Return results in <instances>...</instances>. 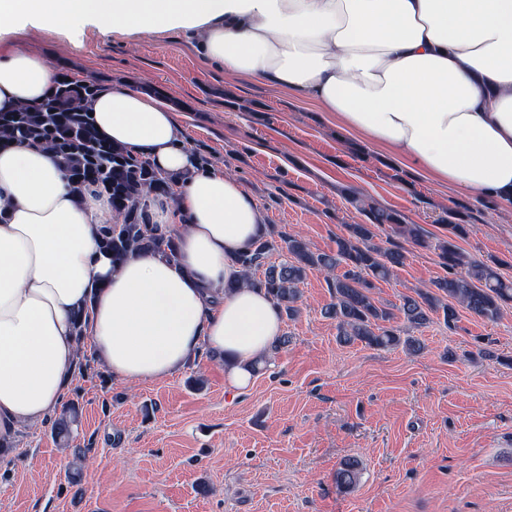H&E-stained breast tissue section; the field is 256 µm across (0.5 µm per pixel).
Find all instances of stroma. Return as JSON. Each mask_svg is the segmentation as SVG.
Returning a JSON list of instances; mask_svg holds the SVG:
<instances>
[{"label":"stroma","mask_w":512,"mask_h":512,"mask_svg":"<svg viewBox=\"0 0 512 512\" xmlns=\"http://www.w3.org/2000/svg\"><path fill=\"white\" fill-rule=\"evenodd\" d=\"M18 38L57 74L143 83L173 102L187 144L223 161L280 237L335 251L347 225L365 222V199L444 238L438 218L457 208L468 216L461 250L504 260L512 277V221H498L494 202L404 168L311 102L225 77L179 31L71 39L30 25ZM376 241L408 256L377 282L384 303L401 305L448 273L437 251L389 225ZM300 292L298 314L283 322L288 344L245 392L225 389L223 366L205 353L173 379L135 387L95 363L75 368L71 443L21 427L14 457L0 461V512H512V311L488 323L462 309L451 327L431 314L414 354L340 343L323 274L309 272ZM76 448L86 463L72 483ZM348 459L360 463L351 490L336 481Z\"/></svg>","instance_id":"1"}]
</instances>
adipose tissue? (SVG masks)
Returning a JSON list of instances; mask_svg holds the SVG:
<instances>
[{
    "label": "adipose tissue",
    "mask_w": 512,
    "mask_h": 512,
    "mask_svg": "<svg viewBox=\"0 0 512 512\" xmlns=\"http://www.w3.org/2000/svg\"><path fill=\"white\" fill-rule=\"evenodd\" d=\"M71 35L180 30L207 63L315 102L344 132L401 164L512 211V0H0V112L56 87L43 58L14 46L26 25ZM106 141L175 174L159 220L177 255L136 253L120 267L100 245L109 196L74 190L53 152L0 145V441L47 424L87 344L125 383L172 379L202 349L224 387H250L283 332L276 303L239 286L240 252L266 216L235 176L200 169L174 107L126 86L100 92Z\"/></svg>",
    "instance_id": "ef3b65f1"
}]
</instances>
